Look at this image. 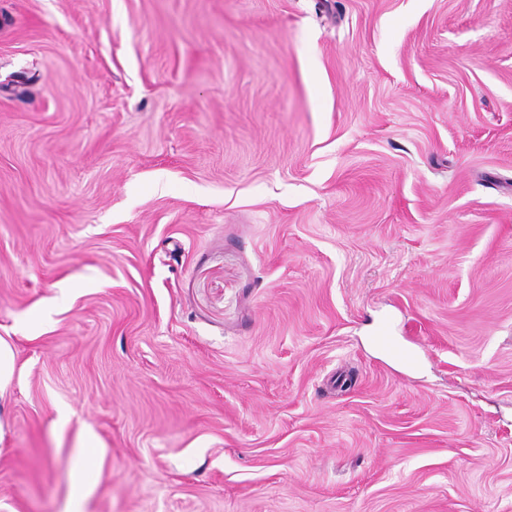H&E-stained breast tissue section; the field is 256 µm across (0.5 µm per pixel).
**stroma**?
Here are the masks:
<instances>
[{
	"label": "stroma",
	"instance_id": "1",
	"mask_svg": "<svg viewBox=\"0 0 512 512\" xmlns=\"http://www.w3.org/2000/svg\"><path fill=\"white\" fill-rule=\"evenodd\" d=\"M0 338V512H512V0H0ZM376 342L379 347L387 351V353L393 359L405 363L412 362L413 357L410 349L396 341L393 336L390 335L387 328H381L379 330L378 336L376 337ZM79 444L77 473L73 479V495L75 499L82 500L88 497L92 491L89 480L96 470L100 446L97 438L92 434L83 436Z\"/></svg>",
	"mask_w": 512,
	"mask_h": 512
}]
</instances>
